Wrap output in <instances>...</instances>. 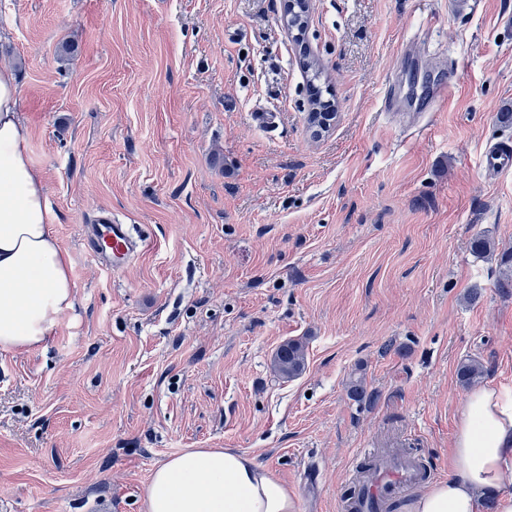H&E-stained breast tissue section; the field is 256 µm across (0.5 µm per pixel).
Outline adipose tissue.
Segmentation results:
<instances>
[{
	"label": "adipose tissue",
	"mask_w": 512,
	"mask_h": 512,
	"mask_svg": "<svg viewBox=\"0 0 512 512\" xmlns=\"http://www.w3.org/2000/svg\"><path fill=\"white\" fill-rule=\"evenodd\" d=\"M13 70L0 67V349L30 350L73 310L68 253L52 226L47 189L18 112ZM452 468L417 497L412 512H480L494 496L512 512V395L485 385L460 406ZM294 492L268 468L231 448H190L160 462L145 491V512H299Z\"/></svg>",
	"instance_id": "1"
}]
</instances>
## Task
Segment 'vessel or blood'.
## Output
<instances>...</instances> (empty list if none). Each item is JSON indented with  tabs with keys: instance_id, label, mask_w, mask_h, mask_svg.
<instances>
[{
	"instance_id": "vessel-or-blood-1",
	"label": "vessel or blood",
	"mask_w": 512,
	"mask_h": 512,
	"mask_svg": "<svg viewBox=\"0 0 512 512\" xmlns=\"http://www.w3.org/2000/svg\"><path fill=\"white\" fill-rule=\"evenodd\" d=\"M485 174L495 176L512 170V149H489L483 160ZM145 246L142 239L134 237L128 225L113 219L110 212H101L96 228L93 255L113 270H124L135 253ZM419 463L413 458L396 461L383 460L373 475L363 479L344 512H368L371 503H384L395 494L410 492L424 484Z\"/></svg>"
}]
</instances>
